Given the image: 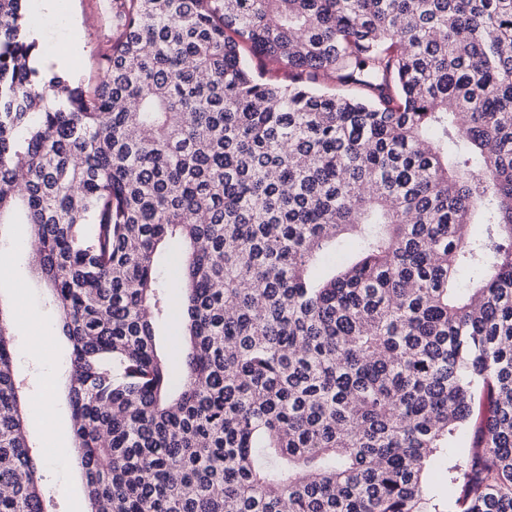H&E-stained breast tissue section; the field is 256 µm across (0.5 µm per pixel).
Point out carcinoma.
<instances>
[{
	"label": "carcinoma",
	"instance_id": "cac0c4a2",
	"mask_svg": "<svg viewBox=\"0 0 512 512\" xmlns=\"http://www.w3.org/2000/svg\"><path fill=\"white\" fill-rule=\"evenodd\" d=\"M26 2L0 226L38 240L91 508L512 512V0H113L91 92L33 65ZM10 335L0 512H49Z\"/></svg>",
	"mask_w": 512,
	"mask_h": 512
}]
</instances>
